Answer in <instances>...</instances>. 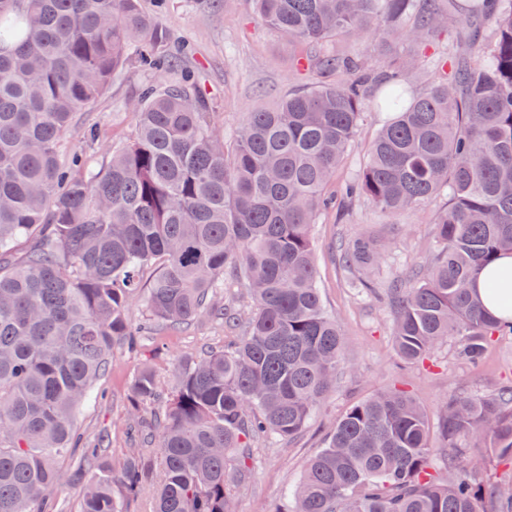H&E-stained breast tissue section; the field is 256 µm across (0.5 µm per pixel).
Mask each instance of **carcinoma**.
<instances>
[{"label": "carcinoma", "mask_w": 512, "mask_h": 512, "mask_svg": "<svg viewBox=\"0 0 512 512\" xmlns=\"http://www.w3.org/2000/svg\"><path fill=\"white\" fill-rule=\"evenodd\" d=\"M317 81L245 117L232 140L211 102L182 77L147 86L135 133L106 162L64 160L74 113L119 69L175 71L162 23L139 0H0V512H43L74 447L76 410L92 397L116 341L207 316L240 327L239 342L182 361L161 411L158 456L135 449L127 492L153 490L154 512H231L247 449L301 435L344 364L342 327L317 284L312 227L368 104L396 114L374 139L346 195L381 211L417 210L443 193L431 256L407 280L381 284L384 248H341L350 287L386 288L405 364L448 337L482 363L512 321L487 313L471 282L512 252V0H469L477 60L433 61L443 77L406 87L418 59L397 55L370 99L371 60L321 47L373 30L397 47L448 28L454 0H252ZM241 280L255 308L224 300ZM143 297L135 325L130 303ZM132 408L160 400L144 366ZM430 443L426 410L390 390L354 404L308 461L277 512H512V384L486 397L451 393ZM240 456L238 467L230 458ZM440 461L447 477L433 466ZM81 512H127L97 449Z\"/></svg>", "instance_id": "1"}]
</instances>
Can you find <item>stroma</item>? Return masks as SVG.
Returning a JSON list of instances; mask_svg holds the SVG:
<instances>
[{
  "instance_id": "obj_1",
  "label": "stroma",
  "mask_w": 512,
  "mask_h": 512,
  "mask_svg": "<svg viewBox=\"0 0 512 512\" xmlns=\"http://www.w3.org/2000/svg\"><path fill=\"white\" fill-rule=\"evenodd\" d=\"M141 5L166 28L169 47L177 51L182 72L200 79L213 97L212 123L219 132L232 133L245 113L258 104H273L314 79L312 72L294 64L287 46L253 13L250 0H141ZM157 80L151 71L134 65L118 72L101 98L74 115L66 150L83 151L90 165L100 164L99 144L119 145L134 133L135 116L128 101ZM387 120V114L376 109L365 111L336 171V183L359 173L369 144ZM92 131L98 134L94 144L88 140ZM442 204L438 198L424 208L389 217L359 199L348 209L321 215L313 232L318 285L328 310L342 325L345 363L335 391L299 440L252 442L247 477L232 491L234 512H276L300 480L309 457L324 447L330 430L356 402L396 388L415 397L434 421L449 393L483 396L512 381V336L493 339L484 364L476 368L456 359L451 340L422 363H401L392 343L387 305L357 293L345 278L339 245L360 235L380 240L385 248L381 280L410 274L432 242L433 214ZM237 336V331L223 324L199 320L186 331L141 337L134 351L126 343L116 344L106 371L94 385L92 399L78 410V431L85 441L102 449L113 473H120L138 445L128 432L133 419L129 402L133 377L143 366H150L162 397H169L177 385L178 360L223 349L226 341ZM59 465L64 480L52 491L56 512H81L83 491L92 472L82 466L77 453L63 455Z\"/></svg>"
}]
</instances>
